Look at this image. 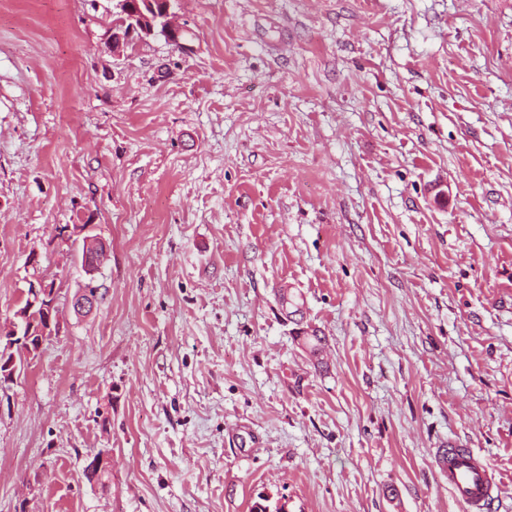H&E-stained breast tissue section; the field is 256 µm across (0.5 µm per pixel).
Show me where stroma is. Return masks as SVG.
<instances>
[{
	"label": "stroma",
	"instance_id": "35a3bbf8",
	"mask_svg": "<svg viewBox=\"0 0 512 512\" xmlns=\"http://www.w3.org/2000/svg\"><path fill=\"white\" fill-rule=\"evenodd\" d=\"M174 13L116 56L111 0H0V327L36 275L61 309L0 385V512H462L451 439L512 512V0ZM104 258H107V251L105 247L103 254L100 256L98 261L93 259L90 252L85 253L83 267L85 268L87 275L90 276V282L74 297L73 306H75L76 313L78 315L84 314L88 310L91 312L96 305L99 288L93 284L94 274L103 265ZM91 289L93 290V294L91 293ZM439 474L463 512H486L498 489L496 472L471 448L455 442L441 444L435 453Z\"/></svg>",
	"mask_w": 512,
	"mask_h": 512
}]
</instances>
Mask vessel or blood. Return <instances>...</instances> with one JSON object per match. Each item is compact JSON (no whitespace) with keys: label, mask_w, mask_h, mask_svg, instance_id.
<instances>
[{"label":"vessel or blood","mask_w":512,"mask_h":512,"mask_svg":"<svg viewBox=\"0 0 512 512\" xmlns=\"http://www.w3.org/2000/svg\"><path fill=\"white\" fill-rule=\"evenodd\" d=\"M435 463L462 512H486L500 480L478 453L448 442L437 448Z\"/></svg>","instance_id":"obj_1"}]
</instances>
